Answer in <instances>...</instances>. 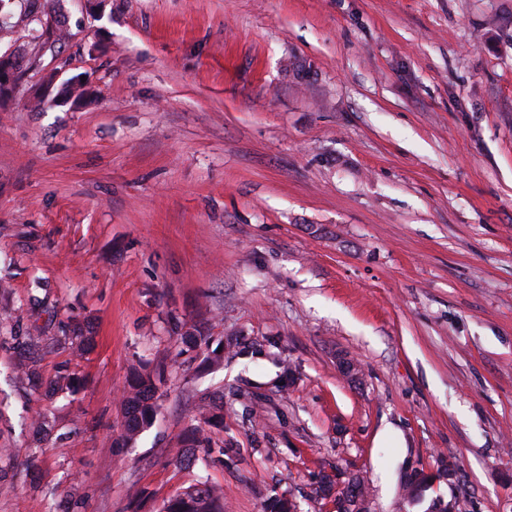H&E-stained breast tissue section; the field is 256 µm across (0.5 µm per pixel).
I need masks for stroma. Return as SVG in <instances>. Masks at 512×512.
<instances>
[{"label":"stroma","mask_w":512,"mask_h":512,"mask_svg":"<svg viewBox=\"0 0 512 512\" xmlns=\"http://www.w3.org/2000/svg\"><path fill=\"white\" fill-rule=\"evenodd\" d=\"M47 8L65 39L37 40ZM6 13L0 55L26 57L0 101V512H158L199 479L224 512H335L325 471L363 476L370 512H424L403 484L441 455L428 499L512 512V0ZM75 75L84 102L34 106ZM64 362L80 384L48 394ZM136 370L163 372L159 411L117 448ZM210 394L236 463L182 468Z\"/></svg>","instance_id":"1"}]
</instances>
